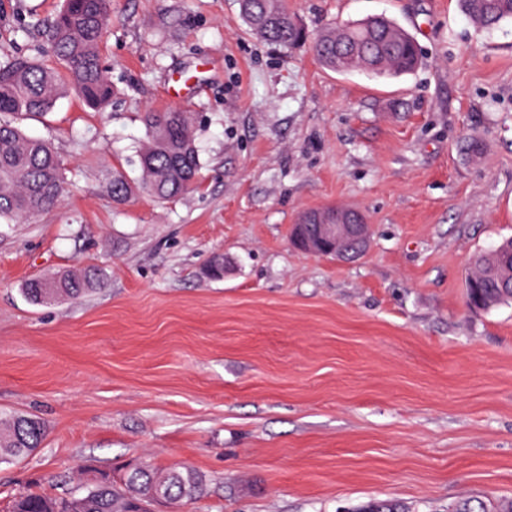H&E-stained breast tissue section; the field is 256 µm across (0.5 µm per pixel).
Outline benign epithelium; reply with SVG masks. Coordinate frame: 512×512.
I'll return each mask as SVG.
<instances>
[{"label": "benign epithelium", "instance_id": "benign-epithelium-1", "mask_svg": "<svg viewBox=\"0 0 512 512\" xmlns=\"http://www.w3.org/2000/svg\"><path fill=\"white\" fill-rule=\"evenodd\" d=\"M292 241L298 249L310 255L350 260L367 249L370 225L360 212L336 207L316 224L301 217L293 225Z\"/></svg>", "mask_w": 512, "mask_h": 512}]
</instances>
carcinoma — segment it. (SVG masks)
Wrapping results in <instances>:
<instances>
[{"mask_svg": "<svg viewBox=\"0 0 512 512\" xmlns=\"http://www.w3.org/2000/svg\"><path fill=\"white\" fill-rule=\"evenodd\" d=\"M469 21L478 29H492L512 19V0H460ZM245 22L263 40L291 49L303 45L307 30L294 26V15L283 0H240ZM112 25L109 0H63L57 15L44 26L47 52L60 69L37 59L0 62V220L27 222L54 207L64 191L60 162L45 139L27 135L20 122L51 111L63 95L72 94L88 107L101 110L112 97V83L100 58V44ZM313 51L338 73L364 71L378 78L413 72L420 62L415 40L383 16L342 24L315 39ZM147 142L137 150L141 176L130 184L112 176V197L124 200L134 191L167 201L195 184L201 168L190 113L179 110L147 112ZM496 253L474 257L466 288L468 304L488 310L512 301V288L503 280L512 276V241H502ZM96 269L79 274L65 272L51 279L33 280L25 293L39 305L78 300L100 285ZM46 424L36 416H16L0 421V463L40 447ZM79 496L64 493L49 497L26 493L16 497L10 512H142L151 492L167 505L198 499L203 478L194 469L177 466L158 469L149 464L132 467L115 479L100 473L78 487ZM449 512H512V499L485 502L463 496Z\"/></svg>", "mask_w": 512, "mask_h": 512, "instance_id": "carcinoma-1", "label": "carcinoma"}]
</instances>
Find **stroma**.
I'll list each match as a JSON object with an SVG mask.
<instances>
[{
    "mask_svg": "<svg viewBox=\"0 0 512 512\" xmlns=\"http://www.w3.org/2000/svg\"><path fill=\"white\" fill-rule=\"evenodd\" d=\"M311 31L385 16L417 41L397 78L342 75L254 35L238 0H111L112 100L22 122L63 168L58 204L0 223V417L47 424L0 463V512L142 461L205 480L184 512H448L512 498V302L473 311L474 256L512 238V20L458 0H287ZM61 0H0V61H55ZM194 119L195 186L115 201L139 175L145 112ZM478 138L483 152L463 147ZM360 210L352 262L290 241L304 212ZM224 258V278L201 269ZM87 267L84 297L36 305L34 278ZM469 21L478 29H492L512 19V0H459Z\"/></svg>",
    "mask_w": 512,
    "mask_h": 512,
    "instance_id": "stroma-1",
    "label": "stroma"
}]
</instances>
